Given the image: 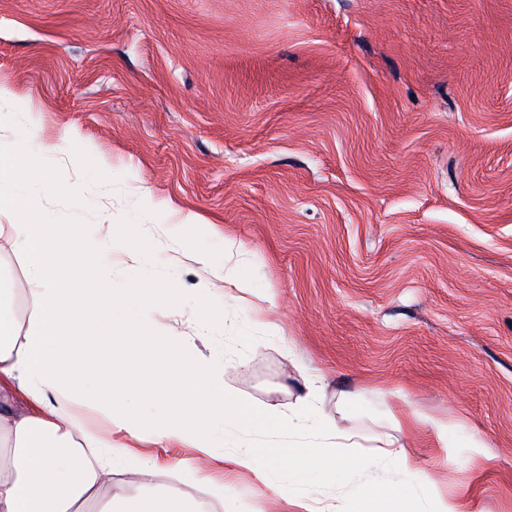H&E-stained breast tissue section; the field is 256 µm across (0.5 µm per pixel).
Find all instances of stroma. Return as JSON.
<instances>
[{"mask_svg": "<svg viewBox=\"0 0 512 512\" xmlns=\"http://www.w3.org/2000/svg\"><path fill=\"white\" fill-rule=\"evenodd\" d=\"M20 140L74 189L21 184L33 222L106 244L145 225L146 257L104 261L114 288L178 289L161 335L256 403L319 391L291 433L214 420L206 454L113 433L156 467L142 486L116 466L101 500L357 512L403 482L387 460L341 487L234 469L243 448L325 442L326 419L400 440L429 477L423 512L440 493L512 512V0H0V147ZM229 253L254 293L225 286L202 320L196 258ZM0 273L27 320L6 233ZM396 409L447 420V439L395 430Z\"/></svg>", "mask_w": 512, "mask_h": 512, "instance_id": "35a3bbf8", "label": "stroma"}]
</instances>
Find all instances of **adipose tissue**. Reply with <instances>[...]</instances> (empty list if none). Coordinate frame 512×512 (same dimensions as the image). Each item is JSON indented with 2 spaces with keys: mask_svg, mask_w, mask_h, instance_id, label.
I'll list each match as a JSON object with an SVG mask.
<instances>
[{
  "mask_svg": "<svg viewBox=\"0 0 512 512\" xmlns=\"http://www.w3.org/2000/svg\"><path fill=\"white\" fill-rule=\"evenodd\" d=\"M30 176L43 192L65 185L40 167L25 143L0 150V213L12 214L14 248L33 285L32 314L20 324L11 288L0 281V394H21L26 409L0 412V512H89L121 460L112 437L90 426L79 406L105 405L113 427L139 436L144 423L134 401L158 409L153 433L159 443L209 453L215 418L259 430H293L317 398L307 387L292 414L256 406L227 389L222 372L205 361H187L177 341L147 335L145 317L178 294L141 279L114 291L101 248L76 226L33 224L35 199L18 184ZM270 466L315 471L334 484L348 474L334 443L317 450L303 442L264 449ZM252 449L233 463L253 469ZM389 456L401 462L407 483L390 495L392 512H416L410 489L425 477L403 444L392 439L357 458L359 466Z\"/></svg>",
  "mask_w": 512,
  "mask_h": 512,
  "instance_id": "adipose-tissue-1",
  "label": "adipose tissue"
}]
</instances>
